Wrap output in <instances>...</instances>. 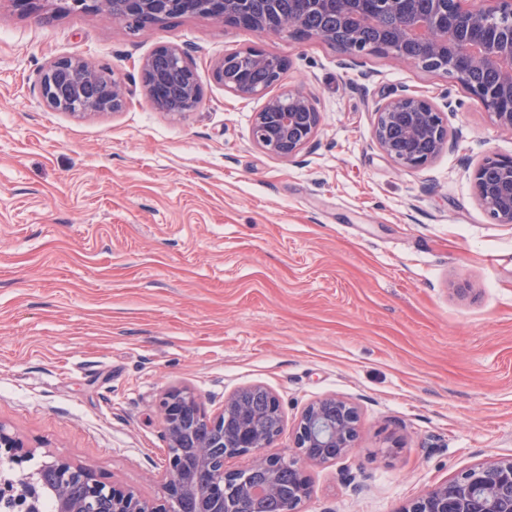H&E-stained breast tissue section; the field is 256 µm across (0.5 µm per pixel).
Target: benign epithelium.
Returning a JSON list of instances; mask_svg holds the SVG:
<instances>
[{
    "label": "benign epithelium",
    "instance_id": "1",
    "mask_svg": "<svg viewBox=\"0 0 512 512\" xmlns=\"http://www.w3.org/2000/svg\"><path fill=\"white\" fill-rule=\"evenodd\" d=\"M319 11H339L341 24L350 33L340 44L347 66L367 55L392 53L425 71L440 72L459 83L498 125L512 130V0H433L429 12L416 15L412 0H310ZM367 2L398 19L386 42L373 44L359 37L352 11ZM280 0H194L193 14L223 23L229 16L249 20L255 30L286 31L294 39L333 42L336 32L307 31L300 22H276ZM73 13H104L132 32L146 25L165 26L182 16L175 0H65ZM419 42L427 56L415 59L406 45ZM254 68L269 75L270 85L280 82L286 59L261 48L245 50ZM141 84L162 112L183 114L196 109L202 97L190 53L174 43H162L144 57ZM212 78L238 96H260L267 87L253 85L235 54L211 63ZM41 102L56 112L77 115L120 112L126 108L129 90L110 68L95 66L80 56L52 57L39 75ZM374 139L379 149L397 165L423 169L441 153L454 148L443 111L422 91L405 90L375 109ZM322 122L313 97L300 89L269 98L254 113L252 140L267 153L293 160L312 141ZM475 195L499 224H512V156L487 154L472 173ZM168 441L161 474L163 496L150 500L116 484L88 465L52 456L41 462L36 478L22 485L0 477V512H42L41 488L51 489L55 512H260L258 500L279 492V476L292 480L293 507L310 495L305 464L335 460L351 450L357 437L358 413L335 396L309 405L295 431L296 454L271 452L279 436L270 427L282 417L280 401L269 389L256 385L236 391L221 411L210 415L188 389H172L158 402ZM228 448L215 459L209 449ZM194 449V467L187 468L182 449ZM253 455L250 467L227 471V459ZM34 453L25 441L0 422V464L14 473L31 475L27 463ZM512 512V457L496 458L444 481L415 499L404 512Z\"/></svg>",
    "mask_w": 512,
    "mask_h": 512
}]
</instances>
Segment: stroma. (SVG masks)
Returning <instances> with one entry per match:
<instances>
[{
	"mask_svg": "<svg viewBox=\"0 0 512 512\" xmlns=\"http://www.w3.org/2000/svg\"><path fill=\"white\" fill-rule=\"evenodd\" d=\"M187 48L203 96L158 111L138 69ZM285 57L273 94L300 88L322 114L294 161L253 144L264 104L211 75L249 47ZM77 55L132 81L123 111L86 117L39 100L45 63ZM312 39L203 16L130 33L94 13L0 6V422L35 446L160 498L159 397L187 388L215 414L261 385L294 448L311 403L358 411L344 457L310 464L301 512H402L435 485L512 456V226L480 206L471 167L512 156L453 80L393 56L341 67ZM422 90L455 151L396 165L375 107Z\"/></svg>",
	"mask_w": 512,
	"mask_h": 512,
	"instance_id": "1",
	"label": "stroma"
}]
</instances>
